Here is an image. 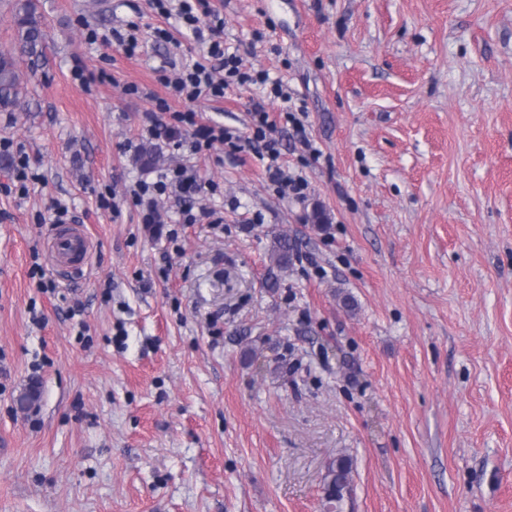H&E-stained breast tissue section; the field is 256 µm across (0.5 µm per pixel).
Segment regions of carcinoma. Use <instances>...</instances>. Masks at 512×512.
<instances>
[{
	"instance_id": "carcinoma-1",
	"label": "carcinoma",
	"mask_w": 512,
	"mask_h": 512,
	"mask_svg": "<svg viewBox=\"0 0 512 512\" xmlns=\"http://www.w3.org/2000/svg\"><path fill=\"white\" fill-rule=\"evenodd\" d=\"M15 16V31L10 49L0 51V112H16L23 107L26 98V81L17 66V59L29 61L36 69L45 58L47 34L39 11V0H9ZM294 244L288 238L277 240L271 261L280 269L288 268ZM353 459L339 454L330 460L323 477L326 504L335 512L352 493Z\"/></svg>"
}]
</instances>
